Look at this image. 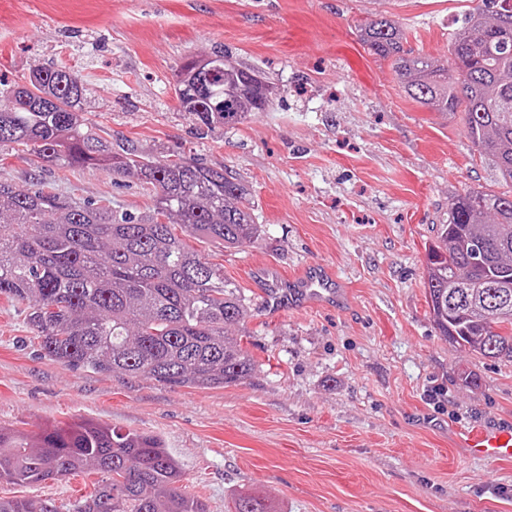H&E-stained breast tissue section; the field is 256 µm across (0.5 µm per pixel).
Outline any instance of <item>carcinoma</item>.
I'll list each match as a JSON object with an SVG mask.
<instances>
[{"instance_id":"carcinoma-1","label":"carcinoma","mask_w":512,"mask_h":512,"mask_svg":"<svg viewBox=\"0 0 512 512\" xmlns=\"http://www.w3.org/2000/svg\"><path fill=\"white\" fill-rule=\"evenodd\" d=\"M452 38L449 68L404 49L387 16L360 27L374 55L392 61L404 93L445 115L462 112L490 174L512 185V0H484ZM208 84L224 88V111H208L175 87L180 108L212 131L264 111L255 72L222 52L209 55ZM88 88L66 64L0 81V145L31 148L60 167L104 165L154 195L146 214H118L41 184L0 182V297L24 302L45 357L71 369L143 376L172 386L222 387L252 376L255 362L236 329L247 297L186 238L225 247L261 232L249 190L232 173L192 158L161 161L112 148L82 119ZM426 288L436 329L462 352L512 362V193L469 188L449 200L448 223L427 248ZM94 470L92 494L59 507L39 498H0V512H208L177 483L181 468L157 435L94 422L41 433L35 443L0 428V482L34 485ZM234 512H272L240 495Z\"/></svg>"}]
</instances>
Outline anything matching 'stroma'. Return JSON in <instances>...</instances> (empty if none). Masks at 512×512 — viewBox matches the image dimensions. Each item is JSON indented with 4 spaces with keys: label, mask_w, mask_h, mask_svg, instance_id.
<instances>
[{
    "label": "stroma",
    "mask_w": 512,
    "mask_h": 512,
    "mask_svg": "<svg viewBox=\"0 0 512 512\" xmlns=\"http://www.w3.org/2000/svg\"><path fill=\"white\" fill-rule=\"evenodd\" d=\"M482 0H0V79L62 61L90 92L83 116L113 144L232 171L263 233L192 247L244 289L239 326L256 368L223 387L72 370L40 354L27 306L0 298V427L28 436L91 420L162 437L182 490L209 512L252 494L275 512H512V458L474 456L471 431L512 428V364L439 336L426 249L451 195L500 192L462 115L406 97L357 28L385 14L407 46L449 64L448 40ZM222 51L282 94L243 124L203 131L173 85L187 60ZM0 181L145 213L152 194L106 166L59 168L0 146ZM322 264L345 283L339 310L276 308L262 276ZM472 372L476 384L464 383ZM84 471L0 497L66 503Z\"/></svg>",
    "instance_id": "obj_1"
}]
</instances>
